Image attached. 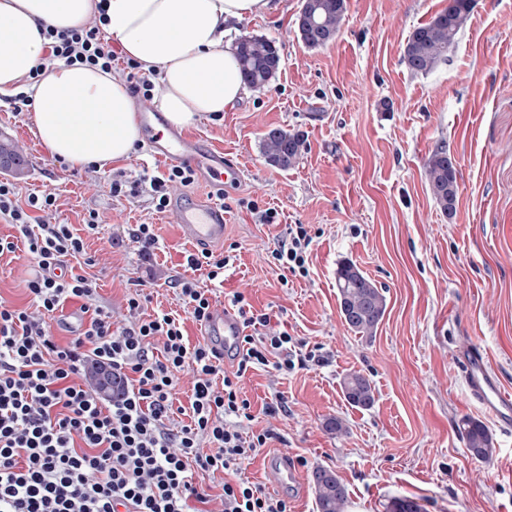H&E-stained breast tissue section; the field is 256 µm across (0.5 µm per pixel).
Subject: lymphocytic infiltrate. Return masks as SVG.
I'll return each instance as SVG.
<instances>
[{
    "instance_id": "1",
    "label": "lymphocytic infiltrate",
    "mask_w": 512,
    "mask_h": 512,
    "mask_svg": "<svg viewBox=\"0 0 512 512\" xmlns=\"http://www.w3.org/2000/svg\"><path fill=\"white\" fill-rule=\"evenodd\" d=\"M43 35L54 59L106 73L118 59L95 23ZM55 203L52 191L19 200L16 185L0 181V219L20 233L0 237V256L21 249L35 266L26 284L32 309L0 300V512H202L210 495L198 479L219 471L224 512H289L286 500L235 474L272 437L268 429L245 432L254 416L240 380L257 366L294 369L292 336L235 294L247 333L229 373L208 342L189 344L171 314L113 326L96 303L95 278L63 272L66 258H82L85 248L70 225L46 220ZM310 242L305 225L289 228L271 253L274 266L305 272ZM71 300L88 320L61 345L45 317ZM157 341L158 359L149 354ZM186 367L194 381L184 407L174 391ZM101 368L112 379L108 398L83 381ZM181 414L189 423L178 422Z\"/></svg>"
}]
</instances>
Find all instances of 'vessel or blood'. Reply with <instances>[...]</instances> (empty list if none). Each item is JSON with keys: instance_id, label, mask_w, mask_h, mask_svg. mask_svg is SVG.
<instances>
[{"instance_id": "1", "label": "vessel or blood", "mask_w": 512, "mask_h": 512, "mask_svg": "<svg viewBox=\"0 0 512 512\" xmlns=\"http://www.w3.org/2000/svg\"><path fill=\"white\" fill-rule=\"evenodd\" d=\"M151 155L160 162L189 165L203 182L218 192L243 176L240 164L224 150L209 147L171 128L158 132ZM173 213L182 234L193 244L203 247L223 241L224 208L220 202L181 203L174 207ZM202 334L220 351L237 343L241 325L232 311L221 309L205 322ZM461 359L470 397L501 425L512 424V397L503 394L484 355L472 349L463 352Z\"/></svg>"}]
</instances>
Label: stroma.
I'll use <instances>...</instances> for the list:
<instances>
[{
  "label": "stroma",
  "mask_w": 512,
  "mask_h": 512,
  "mask_svg": "<svg viewBox=\"0 0 512 512\" xmlns=\"http://www.w3.org/2000/svg\"><path fill=\"white\" fill-rule=\"evenodd\" d=\"M265 18L232 23V38L275 40L276 77L248 90L232 111L189 127V135L224 148L244 169L224 191V242L234 251L223 282L199 279L213 308L243 293L272 328L287 329L300 366L248 370L241 382L255 416L272 429L238 475L287 500L291 512H316L312 472L332 469L346 485L345 512H386L407 496L423 512H512V428L499 425L469 397L460 354L479 348L512 395V0H477L444 62L429 74L410 71L403 49L410 33L448 0H348L337 37L306 47L296 32L301 0H274ZM0 103V133L27 161L15 177L20 198L56 189L57 222L85 242L87 263L75 273L94 276L98 303L115 325L134 321L127 300L143 292L144 314H182L171 283L191 277L184 265L194 247L172 211L157 212L148 193L112 196L115 172L125 180L165 172L147 144L105 172L61 169L34 134L30 112ZM280 127L303 134L298 163L270 166L261 138ZM457 164L454 219L427 189L424 164L440 144ZM277 210L260 223L246 201ZM96 216V233L84 223ZM153 225L157 249L140 254L131 241L138 225ZM307 225V274H281L271 251L288 228ZM354 262L387 302L372 338L354 335L340 317L335 272ZM33 273L24 251L0 256V298L28 306ZM375 386L371 409L351 407L340 387L350 371ZM282 400L284 412L265 414ZM341 419L343 434L330 432ZM484 423L493 453L477 460L467 450L463 419ZM288 454L299 484L277 485L268 461Z\"/></svg>",
  "instance_id": "1"
}]
</instances>
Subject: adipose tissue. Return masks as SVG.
Listing matches in <instances>:
<instances>
[{
  "label": "adipose tissue",
  "mask_w": 512,
  "mask_h": 512,
  "mask_svg": "<svg viewBox=\"0 0 512 512\" xmlns=\"http://www.w3.org/2000/svg\"><path fill=\"white\" fill-rule=\"evenodd\" d=\"M104 29L154 73V105L177 128L232 109L242 98L227 25L263 16L271 0H106ZM95 0H0V100L27 91L37 136L70 168L104 169L127 158L141 128L127 84L100 69L47 60L44 28H79Z\"/></svg>",
  "instance_id": "1"
}]
</instances>
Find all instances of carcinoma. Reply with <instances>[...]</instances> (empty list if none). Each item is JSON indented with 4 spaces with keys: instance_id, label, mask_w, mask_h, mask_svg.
Listing matches in <instances>:
<instances>
[{
    "instance_id": "obj_1",
    "label": "carcinoma",
    "mask_w": 512,
    "mask_h": 512,
    "mask_svg": "<svg viewBox=\"0 0 512 512\" xmlns=\"http://www.w3.org/2000/svg\"><path fill=\"white\" fill-rule=\"evenodd\" d=\"M317 27L297 26L302 42L309 48L324 46L321 38L337 35L347 12L346 0H314ZM475 0H448V6L428 23L415 28L404 47V60L416 73L427 74L446 59L448 47L466 24ZM244 84L254 90L267 86L279 70L281 57L275 41L250 37L249 46L237 53ZM305 149L301 134L273 128L262 138V152L268 164L286 170L294 166ZM425 174L429 191L444 216L453 218L457 200V169L450 162L448 146H438L427 158ZM337 299L341 318L356 335L370 338L386 311V298L375 282L354 263L342 261L336 268ZM342 394L352 406L368 410L375 401L370 379L350 372L341 381ZM468 451L475 459L485 460L493 452L492 437L486 426L471 418L462 420ZM317 512H345L348 493L339 477L330 469L313 471ZM387 512H421L420 505L403 496L393 498Z\"/></svg>"
}]
</instances>
